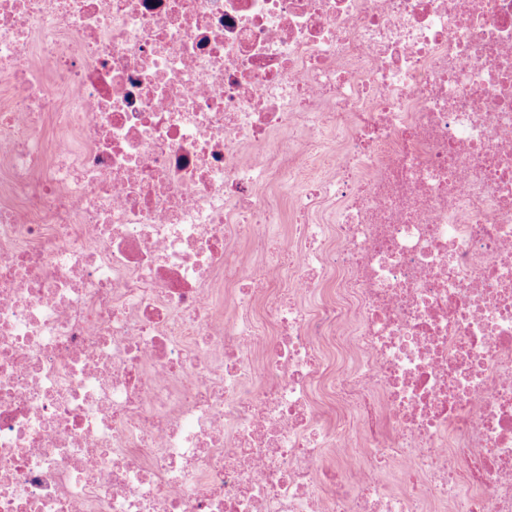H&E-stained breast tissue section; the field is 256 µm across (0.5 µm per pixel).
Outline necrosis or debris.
<instances>
[{"label":"necrosis or debris","mask_w":512,"mask_h":512,"mask_svg":"<svg viewBox=\"0 0 512 512\" xmlns=\"http://www.w3.org/2000/svg\"><path fill=\"white\" fill-rule=\"evenodd\" d=\"M0 87V512H512V0H0ZM267 194L277 210L280 211L281 217V223L272 224L270 236L274 240H282L288 235V226L294 224L291 222L288 198L281 194L275 186L269 187Z\"/></svg>","instance_id":"necrosis-or-debris-1"}]
</instances>
